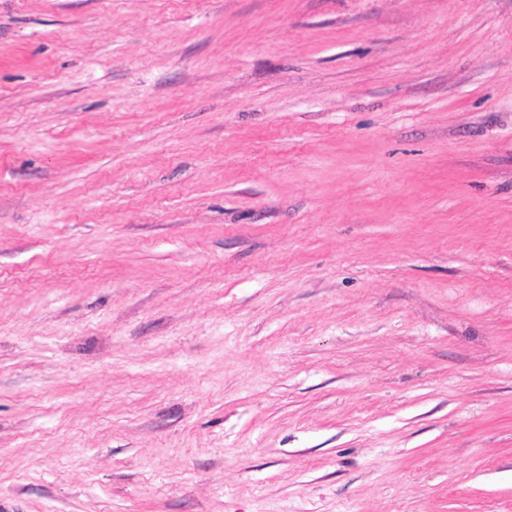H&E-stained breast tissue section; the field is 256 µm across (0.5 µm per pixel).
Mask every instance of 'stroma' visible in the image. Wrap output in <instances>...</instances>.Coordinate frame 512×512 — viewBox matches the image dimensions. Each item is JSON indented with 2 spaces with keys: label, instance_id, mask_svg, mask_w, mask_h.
Wrapping results in <instances>:
<instances>
[{
  "label": "stroma",
  "instance_id": "1",
  "mask_svg": "<svg viewBox=\"0 0 512 512\" xmlns=\"http://www.w3.org/2000/svg\"><path fill=\"white\" fill-rule=\"evenodd\" d=\"M0 512H512V0H0Z\"/></svg>",
  "mask_w": 512,
  "mask_h": 512
}]
</instances>
